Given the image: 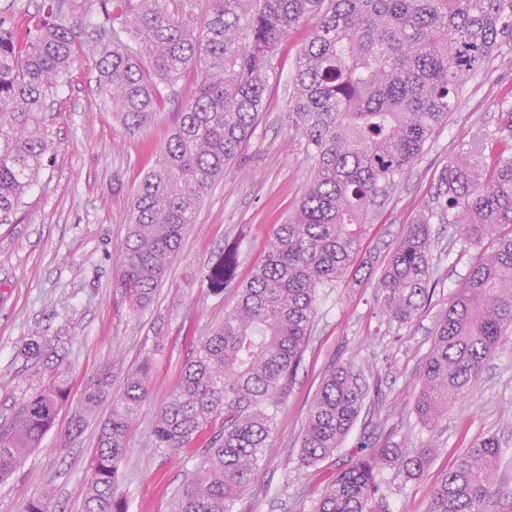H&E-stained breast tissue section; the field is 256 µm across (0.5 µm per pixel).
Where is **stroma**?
I'll list each match as a JSON object with an SVG mask.
<instances>
[{"mask_svg":"<svg viewBox=\"0 0 512 512\" xmlns=\"http://www.w3.org/2000/svg\"><path fill=\"white\" fill-rule=\"evenodd\" d=\"M307 34V28H299L283 44L279 77L242 161L200 204L179 256L146 311L132 313L116 283L128 200L139 174L154 163L169 119L161 117L128 135L97 89L95 60L88 52H80L46 121L52 163L9 221L0 223V422L11 418L42 382L43 364L19 354L32 336L50 341L51 361L67 367L76 392L89 375L115 360L119 368L112 392L120 394L126 374L149 363L148 395L130 430L117 487L128 512H171L202 461L203 440L173 452L153 447L149 432L198 336L234 303V290L213 293L209 269L233 243L237 275L248 277L309 179L311 164L301 138L284 117L296 55ZM506 102L512 104V69L496 59L486 62L464 88L448 123L373 216L364 240L366 267L319 290L311 339L274 422L258 477L236 512H312L323 490L365 445L394 442L436 450L419 479L383 472L390 512H427L442 475L476 439L496 436L505 457H512V341L488 361L471 394L435 425L423 426L413 411L437 320L475 259L474 252L454 249L455 226L437 219L431 223L437 285L411 322L401 325L382 316L378 286L408 224L432 205L442 167L473 138L494 148ZM117 179L123 189L116 194ZM349 362L364 368L367 385L380 390L382 402L366 404L333 456L300 468L308 407L329 371ZM109 413V404H102L96 422L64 448L60 438L70 410L62 408L39 448L0 484V512H22L25 502L47 486L54 491L57 512H83L98 423Z\"/></svg>","mask_w":512,"mask_h":512,"instance_id":"1","label":"stroma"}]
</instances>
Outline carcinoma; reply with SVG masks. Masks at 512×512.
Listing matches in <instances>:
<instances>
[{"label":"carcinoma","instance_id":"carcinoma-1","mask_svg":"<svg viewBox=\"0 0 512 512\" xmlns=\"http://www.w3.org/2000/svg\"><path fill=\"white\" fill-rule=\"evenodd\" d=\"M95 21L78 32L63 4L47 0L18 27L0 18V215L15 212L49 159L45 112L77 60L97 56V82L130 135L153 123L190 75L195 90L175 113L154 164L133 191L116 287L132 311L146 310L180 252L200 203L242 158L254 134L282 45L301 26L294 90L285 112L312 162L295 210L270 238L263 262L236 284L235 305L198 337L150 431L176 451L207 434L197 476L173 512H234L260 471L275 418L311 338L317 291L355 264L368 220L384 205L448 122L482 63L512 66V0H95ZM491 157L483 145L453 157L435 207L393 248L379 278L380 312L406 323L434 281L430 221L458 226L460 251L479 250L435 327L414 411L426 426L467 397L487 361L512 335V112L501 113ZM491 240L490 250L481 246ZM236 246L208 274L232 282ZM48 343L20 348L40 359ZM115 364L87 377L71 405L61 447L112 400L84 512H127L116 497L129 430L147 396L148 366L111 396ZM364 371L338 365L323 380L301 434L299 466L330 457L357 421L369 389ZM71 397L57 371L0 424V482L39 447ZM434 449L365 448L317 500L314 512H390L382 472L418 478ZM499 439L474 441L434 488L428 512H485L500 493ZM24 512H55L45 491Z\"/></svg>","mask_w":512,"mask_h":512}]
</instances>
